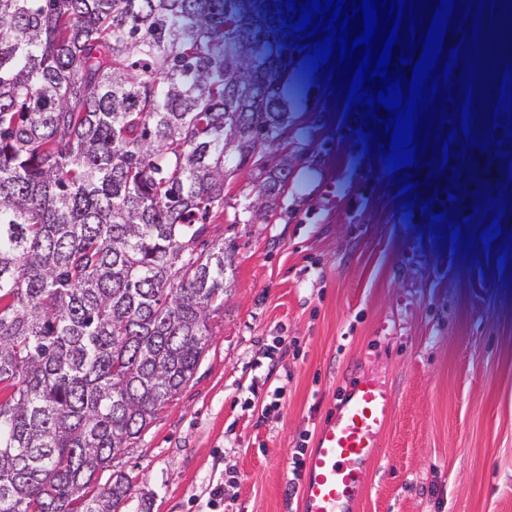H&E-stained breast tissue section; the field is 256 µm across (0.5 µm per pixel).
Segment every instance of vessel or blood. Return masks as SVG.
<instances>
[{
  "label": "vessel or blood",
  "instance_id": "vessel-or-blood-1",
  "mask_svg": "<svg viewBox=\"0 0 512 512\" xmlns=\"http://www.w3.org/2000/svg\"><path fill=\"white\" fill-rule=\"evenodd\" d=\"M395 410L392 392L370 378L360 379L348 399L317 435L305 461L302 512H346L364 486L378 440Z\"/></svg>",
  "mask_w": 512,
  "mask_h": 512
}]
</instances>
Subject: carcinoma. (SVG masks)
<instances>
[{
	"label": "carcinoma",
	"mask_w": 512,
	"mask_h": 512,
	"mask_svg": "<svg viewBox=\"0 0 512 512\" xmlns=\"http://www.w3.org/2000/svg\"><path fill=\"white\" fill-rule=\"evenodd\" d=\"M281 0H0V512H117L95 474L224 307L225 165L288 126ZM290 171L258 187L273 211Z\"/></svg>",
	"instance_id": "obj_1"
}]
</instances>
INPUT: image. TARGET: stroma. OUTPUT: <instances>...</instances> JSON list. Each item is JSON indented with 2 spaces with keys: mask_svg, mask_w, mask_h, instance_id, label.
Here are the masks:
<instances>
[{
  "mask_svg": "<svg viewBox=\"0 0 512 512\" xmlns=\"http://www.w3.org/2000/svg\"><path fill=\"white\" fill-rule=\"evenodd\" d=\"M288 107L281 139L228 176L209 219L226 288L194 376L93 489L121 471L118 512H301L295 463L368 375L395 413L353 512H512V262L439 251L299 64ZM283 162L274 212L252 220ZM289 174L287 165H282L266 174L257 192L258 200L264 203V212H273L274 206L288 183Z\"/></svg>",
  "mask_w": 512,
  "mask_h": 512,
  "instance_id": "35a3bbf8",
  "label": "stroma"
}]
</instances>
